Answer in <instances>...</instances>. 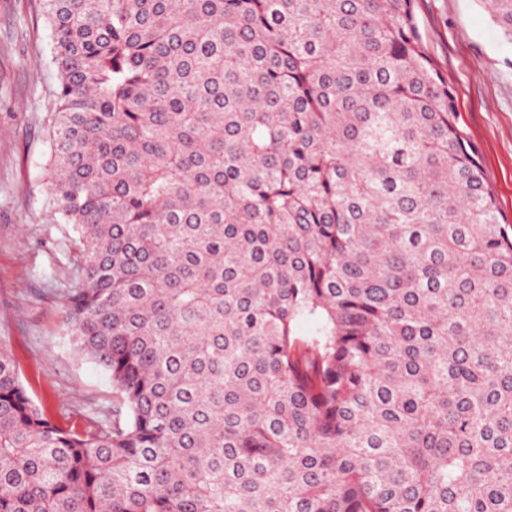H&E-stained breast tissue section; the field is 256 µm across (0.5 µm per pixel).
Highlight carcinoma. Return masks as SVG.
Returning <instances> with one entry per match:
<instances>
[{"instance_id": "obj_1", "label": "carcinoma", "mask_w": 512, "mask_h": 512, "mask_svg": "<svg viewBox=\"0 0 512 512\" xmlns=\"http://www.w3.org/2000/svg\"><path fill=\"white\" fill-rule=\"evenodd\" d=\"M45 2L115 400L62 428L0 348V512H512V226L415 0Z\"/></svg>"}]
</instances>
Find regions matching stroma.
Returning <instances> with one entry per match:
<instances>
[{
	"label": "stroma",
	"mask_w": 512,
	"mask_h": 512,
	"mask_svg": "<svg viewBox=\"0 0 512 512\" xmlns=\"http://www.w3.org/2000/svg\"><path fill=\"white\" fill-rule=\"evenodd\" d=\"M415 7L426 50L454 90L459 127L512 223V47L480 0ZM50 43L43 0H0V346L34 402L67 428L110 409L112 383L63 330L79 247L70 226L54 223L47 187Z\"/></svg>",
	"instance_id": "obj_1"
}]
</instances>
